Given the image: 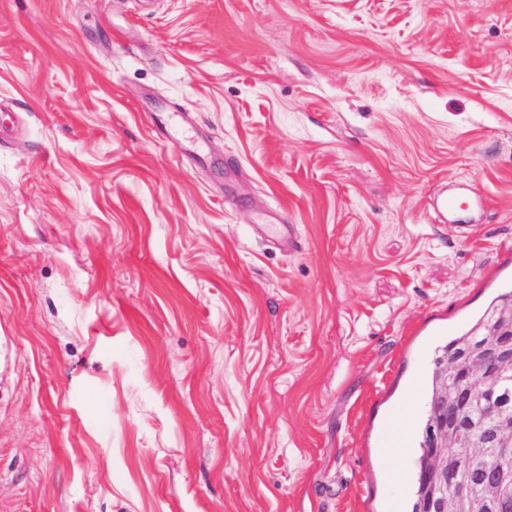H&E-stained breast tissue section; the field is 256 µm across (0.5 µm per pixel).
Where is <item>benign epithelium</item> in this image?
<instances>
[{
  "label": "benign epithelium",
  "mask_w": 512,
  "mask_h": 512,
  "mask_svg": "<svg viewBox=\"0 0 512 512\" xmlns=\"http://www.w3.org/2000/svg\"><path fill=\"white\" fill-rule=\"evenodd\" d=\"M455 386L432 404V455L425 471L428 512H512V408L496 381L512 374V308L491 325L488 338L445 365ZM499 465L475 478L464 463L478 456Z\"/></svg>",
  "instance_id": "benign-epithelium-1"
}]
</instances>
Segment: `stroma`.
Returning a JSON list of instances; mask_svg holds the SVG:
<instances>
[{
  "label": "stroma",
  "mask_w": 512,
  "mask_h": 512,
  "mask_svg": "<svg viewBox=\"0 0 512 512\" xmlns=\"http://www.w3.org/2000/svg\"><path fill=\"white\" fill-rule=\"evenodd\" d=\"M511 278L512 0H0V512H409Z\"/></svg>",
  "instance_id": "35a3bbf8"
}]
</instances>
